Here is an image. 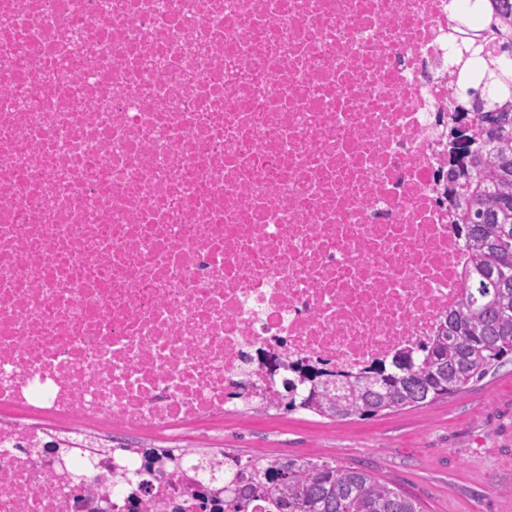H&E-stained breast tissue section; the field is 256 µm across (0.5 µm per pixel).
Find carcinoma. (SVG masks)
Instances as JSON below:
<instances>
[{"label":"carcinoma","mask_w":512,"mask_h":512,"mask_svg":"<svg viewBox=\"0 0 512 512\" xmlns=\"http://www.w3.org/2000/svg\"><path fill=\"white\" fill-rule=\"evenodd\" d=\"M465 15L453 58L458 97L474 112L449 173L467 257L459 303L435 336L387 365L336 383L301 373L284 383L287 408L336 419L432 404L512 361V0ZM210 512H421L417 499L368 471L328 462L224 455V500Z\"/></svg>","instance_id":"cac0c4a2"}]
</instances>
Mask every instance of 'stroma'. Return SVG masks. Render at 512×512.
I'll return each mask as SVG.
<instances>
[{"label":"stroma","instance_id":"stroma-1","mask_svg":"<svg viewBox=\"0 0 512 512\" xmlns=\"http://www.w3.org/2000/svg\"><path fill=\"white\" fill-rule=\"evenodd\" d=\"M133 448H205L242 459L326 460L368 470L422 512H512V362L418 408L328 419L284 407H227L167 432L113 431Z\"/></svg>","mask_w":512,"mask_h":512}]
</instances>
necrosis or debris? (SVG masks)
I'll use <instances>...</instances> for the list:
<instances>
[{
	"instance_id": "4bbe7bcc",
	"label": "necrosis or debris",
	"mask_w": 512,
	"mask_h": 512,
	"mask_svg": "<svg viewBox=\"0 0 512 512\" xmlns=\"http://www.w3.org/2000/svg\"><path fill=\"white\" fill-rule=\"evenodd\" d=\"M453 0H0V512H209L98 426L355 373L461 294Z\"/></svg>"
}]
</instances>
